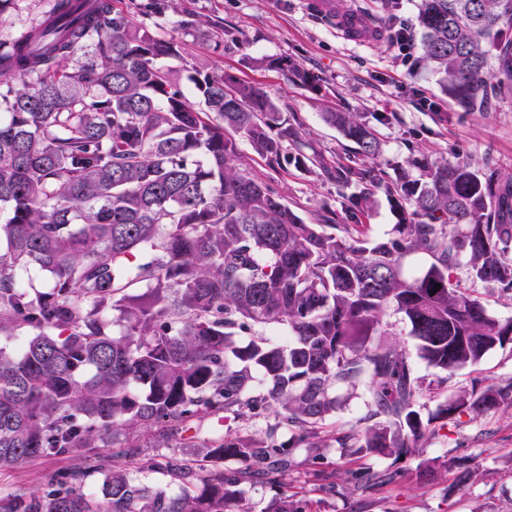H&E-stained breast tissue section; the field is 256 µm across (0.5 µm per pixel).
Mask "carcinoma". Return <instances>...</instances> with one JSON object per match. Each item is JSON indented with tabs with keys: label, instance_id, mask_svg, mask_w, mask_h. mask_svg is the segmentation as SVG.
<instances>
[{
	"label": "carcinoma",
	"instance_id": "cac0c4a2",
	"mask_svg": "<svg viewBox=\"0 0 512 512\" xmlns=\"http://www.w3.org/2000/svg\"><path fill=\"white\" fill-rule=\"evenodd\" d=\"M423 58L465 112L512 93V0H419ZM166 59L182 47L139 29L112 0H54L0 42V468L107 443L101 493L75 465L28 493L0 491V512H253L247 489L286 484L296 448L332 476L320 449L407 454L435 435L414 410L405 352L379 340L386 311L410 325L441 370L479 364L512 343L453 271L512 296V175L495 164L432 163L385 185L366 164L334 178L357 191L336 223L308 224L237 167L230 130L271 163L304 143L263 90L224 72L195 89L197 112ZM324 120L379 151L352 112ZM384 187L400 223L371 241L350 223ZM432 263L406 279L400 260ZM52 286L30 292L31 269ZM441 289L435 294V284ZM370 380L376 422L326 434L336 386ZM512 406V383L474 381L438 418ZM260 437L203 429L211 417L266 418ZM194 430L190 437L184 433ZM198 453L186 458L175 442ZM134 458L137 474L120 467ZM404 476L349 472L357 485ZM283 491L263 512H306Z\"/></svg>",
	"mask_w": 512,
	"mask_h": 512
}]
</instances>
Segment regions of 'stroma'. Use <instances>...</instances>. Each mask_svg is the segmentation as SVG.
Here are the masks:
<instances>
[{"label":"stroma","instance_id":"35a3bbf8","mask_svg":"<svg viewBox=\"0 0 512 512\" xmlns=\"http://www.w3.org/2000/svg\"><path fill=\"white\" fill-rule=\"evenodd\" d=\"M150 0H114L115 9L128 13L151 35L179 42L185 60L170 59L188 101L203 109L195 90L196 71H224L265 91L275 99L306 144L307 164L289 161L291 146L279 166L238 141L239 167L264 182L282 202L306 222L317 223L323 212L342 211L348 191L332 176L342 164L357 161L353 143L327 124V112H356L369 122L381 142L378 156L368 159L380 180L394 181L408 169L414 155H427L436 163L471 160L476 166L493 162L512 170V97L495 99L484 112H463L440 89L422 56L403 66L385 35L396 17L415 21L417 0H339L342 10L368 15L381 36L373 43L346 40L332 19L312 8V0H178L177 8L162 12ZM49 0H10L0 13V39L40 20ZM286 59L299 66L304 80L286 79L273 69ZM425 90L435 104L423 111L414 103L416 90ZM373 204L357 217L366 235L391 237L399 217L383 190L372 193ZM454 276L497 318L512 317V297L495 285L469 278L466 267ZM388 342L399 345L418 379L414 404L422 420L436 416L446 398L470 390L474 380L505 385L512 382V345L491 350L482 362L459 371L428 366L417 355L416 342L400 314L383 317ZM339 404L330 427L364 429L370 404L369 385L336 388ZM336 471L334 491L315 489L306 450H298L288 473V490L306 494L312 512H512V407L461 416L433 439L401 459L351 455L349 449H325ZM460 468L444 469L448 460ZM66 457L40 458L29 464L0 470V489L29 492L71 467ZM436 467L434 477L418 482L419 465ZM364 468L377 474L404 471L398 481L354 486L348 471ZM475 471V480L458 481L461 468Z\"/></svg>","mask_w":512,"mask_h":512}]
</instances>
